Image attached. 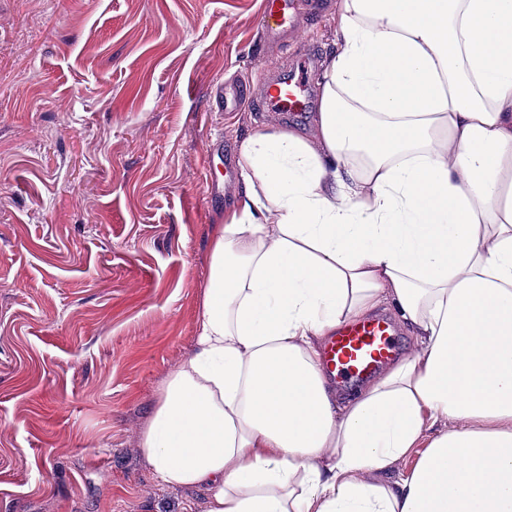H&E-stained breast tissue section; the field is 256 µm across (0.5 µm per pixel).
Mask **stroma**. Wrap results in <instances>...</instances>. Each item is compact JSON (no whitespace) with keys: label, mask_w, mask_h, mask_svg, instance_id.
Listing matches in <instances>:
<instances>
[{"label":"stroma","mask_w":512,"mask_h":512,"mask_svg":"<svg viewBox=\"0 0 512 512\" xmlns=\"http://www.w3.org/2000/svg\"><path fill=\"white\" fill-rule=\"evenodd\" d=\"M262 3L0 0V512H205L140 437L239 200L213 148L312 128L212 91L323 62L336 31V0H302L269 42Z\"/></svg>","instance_id":"obj_1"}]
</instances>
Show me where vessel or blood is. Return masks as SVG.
Masks as SVG:
<instances>
[{
    "label": "vessel or blood",
    "instance_id": "obj_1",
    "mask_svg": "<svg viewBox=\"0 0 512 512\" xmlns=\"http://www.w3.org/2000/svg\"><path fill=\"white\" fill-rule=\"evenodd\" d=\"M296 14V0H264L260 26L277 41L294 31ZM314 68L313 59H303L288 78L267 76L254 93L268 110L293 114L307 111ZM397 351L391 321L377 316L340 327L324 348L323 369L338 383L351 385L373 377Z\"/></svg>",
    "mask_w": 512,
    "mask_h": 512
}]
</instances>
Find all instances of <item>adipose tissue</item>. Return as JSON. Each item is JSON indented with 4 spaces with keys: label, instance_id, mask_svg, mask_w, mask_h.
Wrapping results in <instances>:
<instances>
[{
    "label": "adipose tissue",
    "instance_id": "adipose-tissue-1",
    "mask_svg": "<svg viewBox=\"0 0 512 512\" xmlns=\"http://www.w3.org/2000/svg\"><path fill=\"white\" fill-rule=\"evenodd\" d=\"M336 15L312 135L239 143L141 450L206 512H512V0ZM382 306L415 344L340 401L318 347Z\"/></svg>",
    "mask_w": 512,
    "mask_h": 512
}]
</instances>
